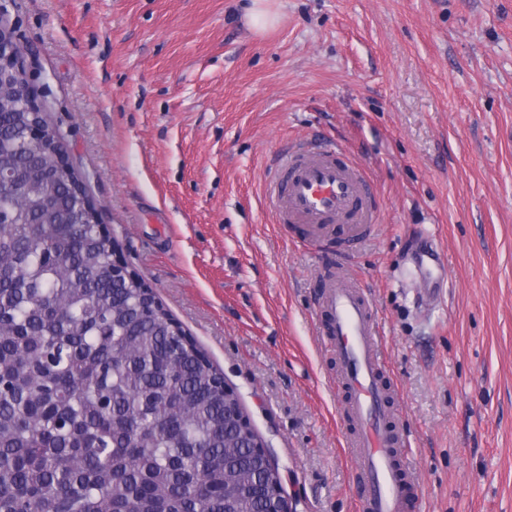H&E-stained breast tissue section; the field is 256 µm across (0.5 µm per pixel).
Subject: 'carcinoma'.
<instances>
[{
	"mask_svg": "<svg viewBox=\"0 0 512 512\" xmlns=\"http://www.w3.org/2000/svg\"><path fill=\"white\" fill-rule=\"evenodd\" d=\"M0 75V129L16 112ZM11 152L0 196V512H276L278 467L224 394V374L139 274L116 277L55 151Z\"/></svg>",
	"mask_w": 512,
	"mask_h": 512,
	"instance_id": "cac0c4a2",
	"label": "carcinoma"
}]
</instances>
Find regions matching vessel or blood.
<instances>
[{
  "mask_svg": "<svg viewBox=\"0 0 512 512\" xmlns=\"http://www.w3.org/2000/svg\"><path fill=\"white\" fill-rule=\"evenodd\" d=\"M266 196L285 221L307 225L303 244L314 250L324 247L329 226L339 223L346 229V251L355 252L377 222L372 184L339 147L281 154ZM335 269L318 307L329 321L326 346L336 359V378L345 394L343 419L354 427L347 445L353 479L364 489L356 509L403 512V487L415 476L401 465L407 443L385 384L375 306L343 263Z\"/></svg>",
  "mask_w": 512,
  "mask_h": 512,
  "instance_id": "1",
  "label": "vessel or blood"
}]
</instances>
